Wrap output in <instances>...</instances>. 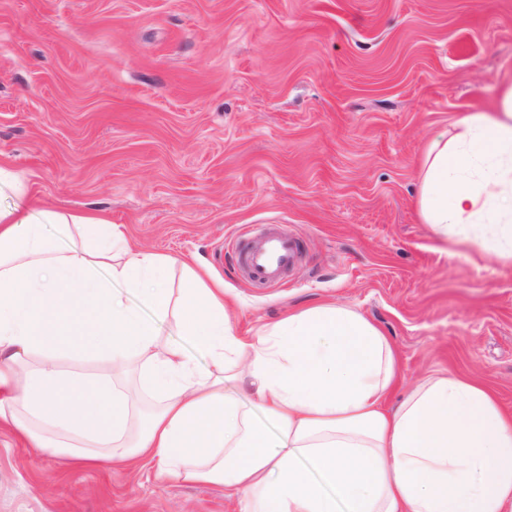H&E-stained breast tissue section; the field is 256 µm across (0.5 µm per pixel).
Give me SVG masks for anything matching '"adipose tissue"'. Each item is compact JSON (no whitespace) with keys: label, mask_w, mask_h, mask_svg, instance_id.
I'll return each instance as SVG.
<instances>
[{"label":"adipose tissue","mask_w":512,"mask_h":512,"mask_svg":"<svg viewBox=\"0 0 512 512\" xmlns=\"http://www.w3.org/2000/svg\"><path fill=\"white\" fill-rule=\"evenodd\" d=\"M458 127L425 151L420 217L512 262V87ZM1 195L0 425L33 448L79 464L148 460L223 486L239 512H512V411L484 388L428 378L390 406L394 351L360 314L313 304L238 336L223 286L192 272L173 294L175 258L101 215L46 208L2 167ZM131 292L174 317L196 353L163 342ZM68 351L101 369L66 368Z\"/></svg>","instance_id":"obj_1"}]
</instances>
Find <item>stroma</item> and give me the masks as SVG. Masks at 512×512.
<instances>
[{
  "label": "stroma",
  "mask_w": 512,
  "mask_h": 512,
  "mask_svg": "<svg viewBox=\"0 0 512 512\" xmlns=\"http://www.w3.org/2000/svg\"><path fill=\"white\" fill-rule=\"evenodd\" d=\"M512 83V0H0V166L51 206L207 267L251 336L309 304L512 410V264L418 215L428 144ZM298 257L249 279L238 240ZM187 266V267H188ZM0 512H238L155 464L64 467L0 428Z\"/></svg>",
  "instance_id": "stroma-1"
}]
</instances>
